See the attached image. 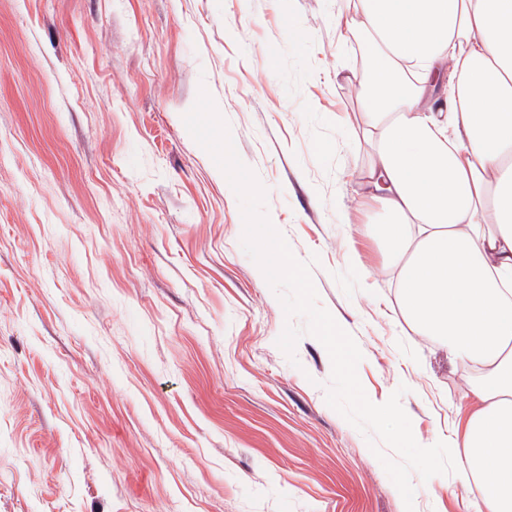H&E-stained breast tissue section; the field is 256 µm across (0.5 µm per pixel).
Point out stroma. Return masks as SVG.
Wrapping results in <instances>:
<instances>
[{
    "label": "stroma",
    "instance_id": "stroma-1",
    "mask_svg": "<svg viewBox=\"0 0 512 512\" xmlns=\"http://www.w3.org/2000/svg\"><path fill=\"white\" fill-rule=\"evenodd\" d=\"M346 0H0V512H405L326 402L332 363L241 246L239 200L182 116L207 89L370 400L420 445L472 409L402 319L358 206ZM415 512H476L412 475Z\"/></svg>",
    "mask_w": 512,
    "mask_h": 512
}]
</instances>
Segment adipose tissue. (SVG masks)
<instances>
[{"label":"adipose tissue","instance_id":"ef3b65f1","mask_svg":"<svg viewBox=\"0 0 512 512\" xmlns=\"http://www.w3.org/2000/svg\"><path fill=\"white\" fill-rule=\"evenodd\" d=\"M363 33L357 131L370 229L400 312L474 400L449 455L485 512H512V0H347Z\"/></svg>","mask_w":512,"mask_h":512}]
</instances>
